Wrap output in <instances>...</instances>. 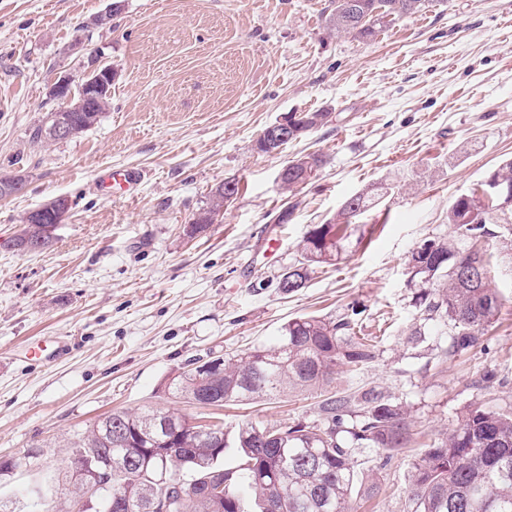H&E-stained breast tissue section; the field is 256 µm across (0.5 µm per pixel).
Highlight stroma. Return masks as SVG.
<instances>
[{"mask_svg": "<svg viewBox=\"0 0 512 512\" xmlns=\"http://www.w3.org/2000/svg\"><path fill=\"white\" fill-rule=\"evenodd\" d=\"M0 0V178L25 170L24 191L0 198V238L59 197L71 208L53 246L0 248V458L30 450V469L0 497L30 512L42 487L68 512L67 444L115 410L203 406L164 384L193 360L276 344L288 320L357 308L356 332L380 354L338 388H375L406 406L415 440L380 466L356 451L371 512H412L409 472L426 445L462 423L469 405L512 408V213L497 216L483 252L502 306L479 344L449 357V336L409 343L419 320L408 259L452 235L448 207L479 192L512 159V0H428L363 42L327 30L329 0ZM82 37L117 72L109 104L79 138L50 145L30 132L58 108L50 85L81 84ZM325 112L323 126L278 154L257 152L281 117ZM326 165L295 192L278 172L308 153ZM132 170L131 194L103 195L101 171ZM239 184L204 233L188 228L224 181ZM381 189L355 218L336 264L307 288H276L309 225L350 196ZM280 241L267 256L268 239ZM320 395L285 391L222 411L244 421L318 419Z\"/></svg>", "mask_w": 512, "mask_h": 512, "instance_id": "stroma-1", "label": "stroma"}]
</instances>
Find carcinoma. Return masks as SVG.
<instances>
[{
    "instance_id": "carcinoma-1",
    "label": "carcinoma",
    "mask_w": 512,
    "mask_h": 512,
    "mask_svg": "<svg viewBox=\"0 0 512 512\" xmlns=\"http://www.w3.org/2000/svg\"><path fill=\"white\" fill-rule=\"evenodd\" d=\"M426 0H332L327 29L358 40L372 39L384 27L419 13ZM370 16L371 24L361 23ZM110 98L105 91L92 112H74L66 139L96 124ZM327 112L293 116L294 138H302L327 122ZM231 196L212 194L200 212L203 220L188 234L206 231ZM375 203L355 194L336 218L315 224L300 242V259L278 275L276 287L291 295L307 287L313 267L332 264L352 219ZM496 208L475 195L455 199L448 223L458 239H426L409 261L410 283L418 288L415 305L420 324L412 340L426 333L443 334L451 326L448 354L469 351L485 335L500 307L497 288L486 275L463 279L462 265L480 259L477 245L493 237ZM470 243L458 247L457 240ZM12 248H49L54 232L49 224H21L10 236ZM356 310L337 318L297 317L282 328L274 346H253L232 356H216L207 365L186 367L167 384L168 393L194 404L223 407L257 398H272L284 387L317 389L327 394L319 407V423L258 426L246 422L228 433L221 423L195 425L170 411H115L70 442L66 464L76 459L88 475L108 478L103 498L85 512H150L153 501L176 486L182 495L170 512H354L357 481L354 453L361 448L398 452L412 440L409 417L402 403L370 389L338 395L336 375L356 374L377 357V344L356 335ZM143 448L156 449L155 455ZM236 449V464L224 467L226 449ZM35 456L0 459V481L33 464ZM410 497L414 512H512V411L483 403L469 406L462 424L429 445L412 463Z\"/></svg>"
}]
</instances>
